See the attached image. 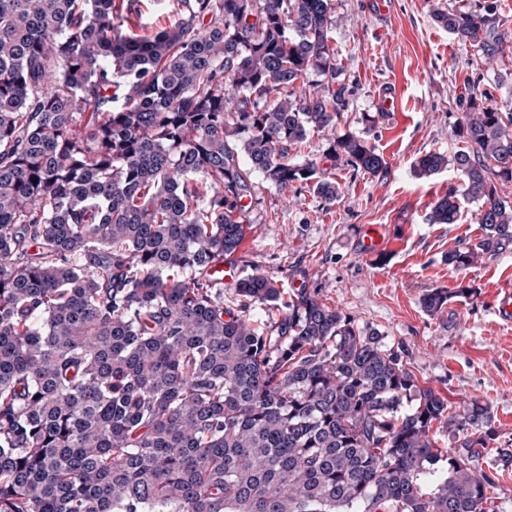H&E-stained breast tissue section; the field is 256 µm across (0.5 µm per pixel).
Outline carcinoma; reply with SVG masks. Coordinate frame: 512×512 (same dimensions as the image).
I'll list each match as a JSON object with an SVG mask.
<instances>
[{
    "mask_svg": "<svg viewBox=\"0 0 512 512\" xmlns=\"http://www.w3.org/2000/svg\"><path fill=\"white\" fill-rule=\"evenodd\" d=\"M169 2L146 36L144 0H0V512H488L487 406L452 409L316 288L251 273L226 304L212 274L255 180L332 206L336 167L386 168L375 117L336 135L333 0ZM436 20L491 62L508 42L489 6ZM454 137L415 170L460 175L431 223L477 205L466 269L512 247V115L472 103ZM436 424L478 432L445 476ZM167 2L147 5L143 17L137 25L139 33L151 34L174 21L173 14L166 6Z\"/></svg>",
    "mask_w": 512,
    "mask_h": 512,
    "instance_id": "1",
    "label": "carcinoma"
}]
</instances>
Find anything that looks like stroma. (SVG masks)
<instances>
[{
    "label": "stroma",
    "instance_id": "stroma-1",
    "mask_svg": "<svg viewBox=\"0 0 512 512\" xmlns=\"http://www.w3.org/2000/svg\"><path fill=\"white\" fill-rule=\"evenodd\" d=\"M334 4L333 46L346 85L336 131L360 130L362 114L376 115L370 142L387 170L375 176L339 166L342 196L329 208L308 192L294 196L258 182L256 222L234 256L235 269L273 276L288 292L319 288L326 304L380 332L420 384L454 406L473 398L490 405L494 436L473 468L487 472L501 451L512 453V325L493 309L496 291L512 282V248L467 269L449 264V251L477 244L483 234L477 207L462 205L456 223H430L433 206L460 177L448 168L420 178L414 165L427 153L460 149L452 129L470 98L512 114V43L503 60L489 64L478 47L440 26L436 13L491 4L512 31V0H391L384 15L370 0ZM387 88L399 106L382 116L378 99ZM370 224L386 229L373 255L360 244ZM433 288L472 294L432 314L421 299Z\"/></svg>",
    "mask_w": 512,
    "mask_h": 512
}]
</instances>
